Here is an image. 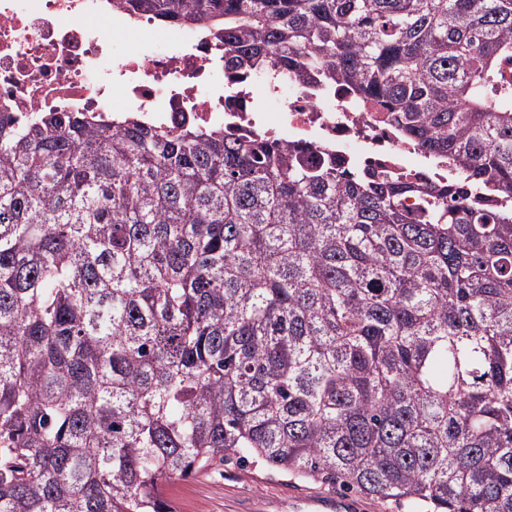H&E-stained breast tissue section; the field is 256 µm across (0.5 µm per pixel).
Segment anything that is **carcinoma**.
Masks as SVG:
<instances>
[{
    "instance_id": "carcinoma-1",
    "label": "carcinoma",
    "mask_w": 512,
    "mask_h": 512,
    "mask_svg": "<svg viewBox=\"0 0 512 512\" xmlns=\"http://www.w3.org/2000/svg\"><path fill=\"white\" fill-rule=\"evenodd\" d=\"M347 86L460 189L223 127L0 115V512H176L233 458L512 512V0H125ZM420 197L423 209L402 199Z\"/></svg>"
}]
</instances>
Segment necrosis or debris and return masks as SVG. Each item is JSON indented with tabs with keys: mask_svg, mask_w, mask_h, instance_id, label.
Instances as JSON below:
<instances>
[{
	"mask_svg": "<svg viewBox=\"0 0 512 512\" xmlns=\"http://www.w3.org/2000/svg\"><path fill=\"white\" fill-rule=\"evenodd\" d=\"M0 112H82L98 123L138 115L177 132L224 125L261 132L309 161L383 164L445 182L452 172L404 139L387 106L347 88L280 86L224 68V35L206 24L158 25L122 0H0Z\"/></svg>",
	"mask_w": 512,
	"mask_h": 512,
	"instance_id": "obj_1",
	"label": "necrosis or debris"
}]
</instances>
